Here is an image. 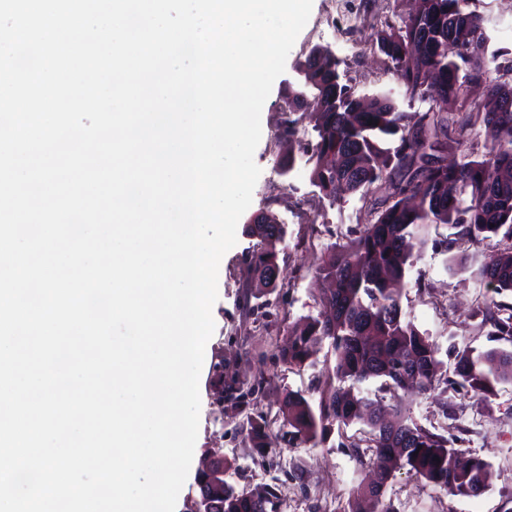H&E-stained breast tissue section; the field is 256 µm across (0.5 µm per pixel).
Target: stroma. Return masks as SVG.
I'll use <instances>...</instances> for the list:
<instances>
[{"mask_svg": "<svg viewBox=\"0 0 512 512\" xmlns=\"http://www.w3.org/2000/svg\"><path fill=\"white\" fill-rule=\"evenodd\" d=\"M482 18L491 48L512 49V0H473ZM335 17V29L323 21ZM372 30L363 18L362 0H313L310 18L288 55L289 68L272 87L261 114L262 135L254 154L261 175L253 191L250 212L267 209L288 227L280 247L279 278L269 295L255 294L246 258L257 248L255 238L238 230L237 243L219 266L218 298L213 306L214 332L207 343L199 393L200 419L196 441L199 455L218 449L230 463L229 482L253 489L275 482L284 500L280 512H326L344 508L363 469L342 437L364 432L356 424L332 435L322 448H289L277 456L259 457L245 440L248 419L266 420L273 435L283 432L280 407L291 391H307L321 375L323 363L295 369L280 359L286 329L301 318L318 315V290L323 282L316 265L335 232L365 223L367 214L359 195L346 194L329 202L309 179L303 159L297 158V139H314L310 125H300L297 137L283 135L279 123L289 83L297 75L293 61L313 47H328L345 64L343 79L353 81L356 92L369 96L396 89L392 74L383 72L370 51ZM292 169H282L287 158ZM453 228L433 224L423 233L425 244L402 290V306L417 329L439 348L445 368H453L458 351L491 349L512 351V336L481 324L472 312L493 297L491 286L474 272L496 249L487 239L476 245L453 243ZM269 304L272 315L261 318L256 308ZM224 365L225 388L248 390L245 409L218 406L214 397V366ZM397 402L419 425L445 435H458V448L484 459L489 478L477 496H451L409 470L396 473L385 490L394 512H512V381L493 382L490 392L474 393L459 387L443 399L399 394Z\"/></svg>", "mask_w": 512, "mask_h": 512, "instance_id": "1", "label": "stroma"}]
</instances>
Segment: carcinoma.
I'll use <instances>...</instances> for the list:
<instances>
[{
    "label": "carcinoma",
    "instance_id": "carcinoma-1",
    "mask_svg": "<svg viewBox=\"0 0 512 512\" xmlns=\"http://www.w3.org/2000/svg\"><path fill=\"white\" fill-rule=\"evenodd\" d=\"M469 4L417 0L414 13L386 15L374 32L370 48L405 96L422 99L439 91V103L428 111L404 112L388 92L358 96L351 83L340 81L341 61L323 47L295 62L298 80L284 100L283 132L295 135L299 120L316 132L313 140L297 141L311 183L330 200L341 191L360 194L370 216L340 233L322 254L317 273L334 288L320 296L317 316L288 327L281 353L300 370L315 366L324 343L335 357L307 392H288L281 416L291 440L320 448L355 423L368 427L341 443L366 468L348 512H394L384 490L404 468L451 495L481 493L487 463L465 457L453 438L413 423L386 403L385 394L443 395L448 384L485 392L494 380L512 379V353L494 349L458 353L454 378L442 377L435 344L401 304L426 224L456 229L452 245L498 238L477 276L498 294L512 293V110L503 111L512 103V50L488 49L489 36ZM470 83L486 86L482 112L467 99ZM309 94L322 103L315 112L301 111ZM475 117L485 129L482 142L474 135ZM385 139L391 146H381ZM450 151L458 154L452 164L445 159ZM247 224L263 243L248 264L254 288L264 293L277 287L278 246L287 226L268 210ZM474 315L512 336V305L489 299ZM371 380L380 382L373 391ZM247 438L264 453L283 452L264 422L249 420ZM206 497L207 512H278L280 503L279 490L270 485L253 493L225 482L207 486Z\"/></svg>",
    "mask_w": 512,
    "mask_h": 512
}]
</instances>
